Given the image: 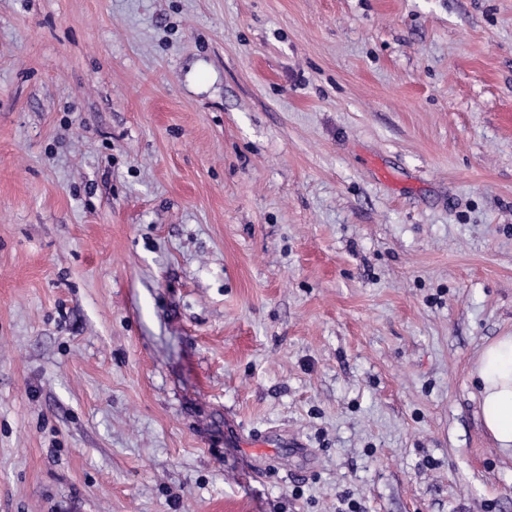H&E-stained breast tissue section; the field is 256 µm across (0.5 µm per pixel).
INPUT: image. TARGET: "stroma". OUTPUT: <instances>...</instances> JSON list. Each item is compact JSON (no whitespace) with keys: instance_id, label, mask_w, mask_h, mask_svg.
Here are the masks:
<instances>
[{"instance_id":"1","label":"stroma","mask_w":512,"mask_h":512,"mask_svg":"<svg viewBox=\"0 0 512 512\" xmlns=\"http://www.w3.org/2000/svg\"><path fill=\"white\" fill-rule=\"evenodd\" d=\"M512 0H0V512H512ZM473 376L480 388L482 423L499 450L512 456V333L484 346Z\"/></svg>"}]
</instances>
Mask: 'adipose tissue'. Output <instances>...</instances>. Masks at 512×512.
<instances>
[{"label":"adipose tissue","instance_id":"1","mask_svg":"<svg viewBox=\"0 0 512 512\" xmlns=\"http://www.w3.org/2000/svg\"><path fill=\"white\" fill-rule=\"evenodd\" d=\"M473 375L482 423L499 450L512 455V334L484 346Z\"/></svg>","mask_w":512,"mask_h":512}]
</instances>
